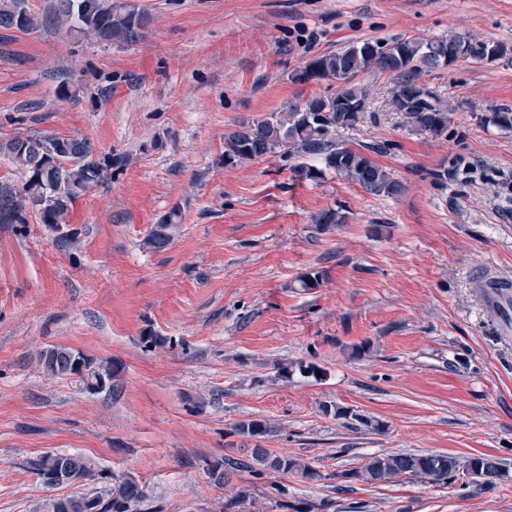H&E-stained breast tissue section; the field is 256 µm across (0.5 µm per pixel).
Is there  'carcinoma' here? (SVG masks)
Wrapping results in <instances>:
<instances>
[{
	"label": "carcinoma",
	"instance_id": "obj_1",
	"mask_svg": "<svg viewBox=\"0 0 512 512\" xmlns=\"http://www.w3.org/2000/svg\"><path fill=\"white\" fill-rule=\"evenodd\" d=\"M70 7L56 5L58 25H73L75 31L95 40L110 43L138 42L146 37L149 17L121 0H68ZM18 20L16 30L30 32L39 26L38 17L28 9L26 0H0V30L11 29L10 22ZM462 48L465 60L482 62L492 52L506 58L512 48L501 42L479 41L461 34L433 39L366 40L352 43L336 52L313 56L307 63L312 74L305 81L334 82L339 89L333 95L314 97L304 104H291L283 112L258 121L242 124L239 129L224 136V165L239 166L249 161L278 154L284 159L304 157L311 163H300L295 172L313 180L330 171L336 176L360 186L374 196L394 197L403 190V184L389 170L378 165L367 152H378V145L355 149L336 138L339 128H352L364 118L369 92L355 83V78L376 69L391 75L390 105L397 112L409 115L417 125L439 134L447 128L448 116L431 91L421 89L422 73L431 70L433 61L450 56L448 65L457 63L452 52ZM487 121L512 130V109L499 108ZM20 137L0 145L17 167L24 180L12 190L0 211L11 212L13 223H28V214L37 211L36 198L49 187L50 205L39 212L43 224L61 225L77 199L98 186L105 177L108 164L94 159L91 141L76 135L67 143L65 151H58L59 136L44 134L36 149H23ZM64 153L73 157L66 165L57 164L49 157ZM182 221L181 212L174 208L164 214L153 226L148 246L156 251L169 247ZM345 216L334 209H326L314 217V223L324 227L342 224ZM81 358L83 367L74 368ZM40 361L53 376L77 375L93 391L112 386L119 376L116 367L101 369L91 359L67 347H53L42 353ZM239 434L260 438L268 433L261 420L238 424ZM28 468L46 488L79 486L93 477L90 466L79 453L45 452L28 461ZM242 468L261 478L268 472L299 475L307 480H318L322 475L311 464L288 456L271 454L267 449H253L251 463L233 460L217 462L207 469L208 477L216 485L224 484L229 470ZM475 472L480 487L492 488L506 476L500 463L486 455H471L461 461L451 455L400 453L369 458L362 466L336 477L368 484L385 483L398 476L415 477L433 483L455 482ZM108 488L104 491L76 492L64 497H51L41 505L42 512H139L147 500L143 486L134 478L104 476Z\"/></svg>",
	"mask_w": 512,
	"mask_h": 512
}]
</instances>
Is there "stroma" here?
Returning <instances> with one entry per match:
<instances>
[{"label": "stroma", "instance_id": "35a3bbf8", "mask_svg": "<svg viewBox=\"0 0 512 512\" xmlns=\"http://www.w3.org/2000/svg\"><path fill=\"white\" fill-rule=\"evenodd\" d=\"M56 2L27 0L35 30H0V141L79 134L110 168L68 227L0 224V512L53 497L26 467L47 451L86 456L92 489L134 477L145 512H223L242 490L245 512H280V488L313 512H512V335L477 286L512 281V130L483 121L512 107V63L425 73L448 112L439 136L392 110L390 75L358 76L367 116L338 136L381 145L397 197L299 178L292 158L224 165L238 125L335 92L297 81L312 56L455 33L512 43V0H133L151 24L132 44L57 25ZM456 158L468 173L438 180ZM175 207L179 234L150 250ZM328 208L345 223L314 224ZM71 230L79 244L62 249ZM314 271L320 287L302 290ZM55 346L121 366L118 385L48 376L39 356ZM253 419L269 433L236 432ZM256 446L320 480L210 482L209 464ZM406 452L484 454L510 475L489 490L338 477ZM181 221V212L177 208H173L164 214L157 224H154L147 238L148 246L156 251L169 247L177 235Z\"/></svg>", "mask_w": 512, "mask_h": 512}]
</instances>
